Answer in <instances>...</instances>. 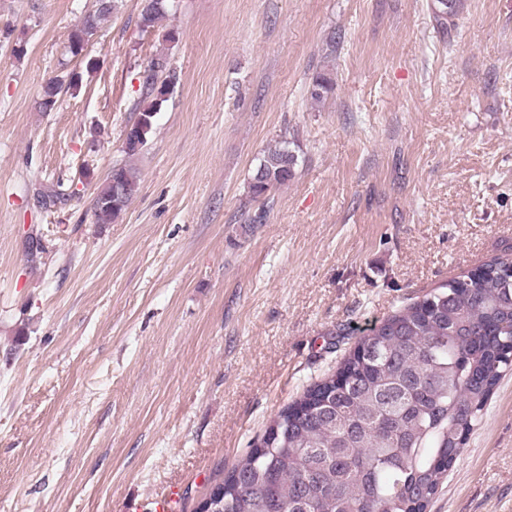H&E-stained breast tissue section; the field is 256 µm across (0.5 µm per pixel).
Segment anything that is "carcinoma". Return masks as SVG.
<instances>
[{
	"mask_svg": "<svg viewBox=\"0 0 512 512\" xmlns=\"http://www.w3.org/2000/svg\"><path fill=\"white\" fill-rule=\"evenodd\" d=\"M465 0H433L441 26L453 24ZM103 0L83 17L86 32L111 16ZM173 11L171 0H145L139 26L146 31ZM177 76L164 55L143 79L150 105L132 123L135 137L124 152L134 157L147 143L166 86ZM63 80L48 81L39 111L56 108ZM333 89L324 73L310 96ZM298 157L286 142L266 147L248 184L261 203L250 224H264L271 193L291 181ZM138 189V175L117 164L94 198L98 224H112ZM45 253L38 236L25 241V256ZM512 366V255L449 280L404 306L363 335L339 373L306 386L272 417L254 448L221 474V512H426L463 449L503 373Z\"/></svg>",
	"mask_w": 512,
	"mask_h": 512,
	"instance_id": "1",
	"label": "carcinoma"
}]
</instances>
